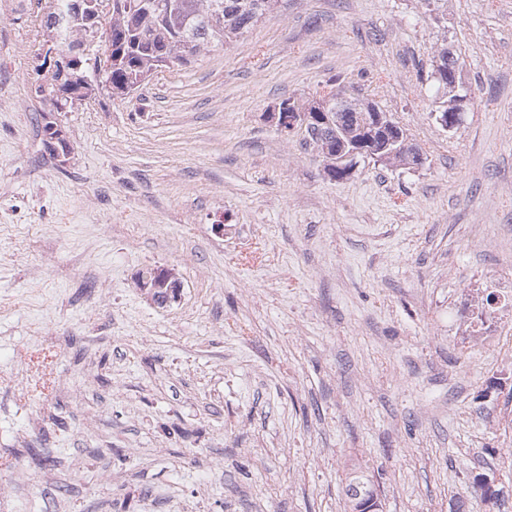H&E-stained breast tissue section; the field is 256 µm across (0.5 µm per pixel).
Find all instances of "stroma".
<instances>
[{
	"instance_id": "35a3bbf8",
	"label": "stroma",
	"mask_w": 512,
	"mask_h": 512,
	"mask_svg": "<svg viewBox=\"0 0 512 512\" xmlns=\"http://www.w3.org/2000/svg\"><path fill=\"white\" fill-rule=\"evenodd\" d=\"M54 44L0 11V498L344 512L359 464L383 512H512V318L470 357L448 343L461 290L512 278V0H278L230 47L60 112L34 91ZM444 46L471 95L449 131ZM332 87L421 162L329 179L269 114ZM156 268L182 283L165 307L136 284Z\"/></svg>"
}]
</instances>
